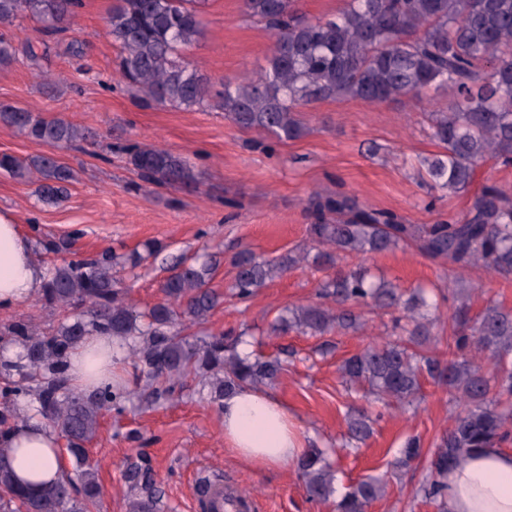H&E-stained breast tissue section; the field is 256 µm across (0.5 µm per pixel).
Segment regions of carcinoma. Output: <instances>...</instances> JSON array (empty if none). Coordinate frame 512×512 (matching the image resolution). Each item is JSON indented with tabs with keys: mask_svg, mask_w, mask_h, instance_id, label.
<instances>
[{
	"mask_svg": "<svg viewBox=\"0 0 512 512\" xmlns=\"http://www.w3.org/2000/svg\"><path fill=\"white\" fill-rule=\"evenodd\" d=\"M204 5L205 0H116L112 5L106 34L119 43L118 72L141 104L220 109L236 125L261 129L279 143L303 134L295 115L302 106L347 97L385 103L446 86L454 100L431 118L442 152L424 161L429 187L465 191L479 162L489 158L512 166V0H347L335 17L316 20L300 17L294 0H245L248 15L275 31V45L264 75L250 81L226 78L220 90L181 56L202 35ZM79 7L81 0H0V23L28 16L47 34L63 33ZM17 51L12 38L1 33L0 65L13 62ZM0 123L52 148L86 139L83 129L64 119H47L8 102H0ZM123 151L148 183L185 185L194 179L187 161L165 149L129 144ZM0 171L18 179L39 174V195L46 201L63 196L74 179L73 170L53 153L27 162L0 153ZM309 211V235L321 247L313 261L335 272L319 284V302L280 316L274 330L310 336L357 332L363 323L351 306L402 309L394 320L401 337L353 354L339 372L345 383L401 406L413 403L424 378L447 388L451 400L465 402L434 450H424L413 437L398 461L404 466L428 457L422 491L443 507L449 464L474 448L501 447L512 440V410L500 408V398L512 400V310L494 304L471 318L466 305L457 307V329L444 358L424 349L433 326L421 313L427 306L424 288L404 300L396 286L375 284L361 269H342L338 259L391 252L411 243L452 271L481 265L509 280L512 195L485 185L461 218L437 224H403L390 212L364 208L342 194L312 198ZM308 257L304 250L277 260L239 253L234 259L237 297L249 299ZM143 260L138 251L94 257L74 252L53 264L44 287L49 302L71 310L67 321L46 335L24 319L8 326V336L21 344L24 354L0 364V438L15 422L29 418L11 409L15 400L34 397L37 412L59 428L79 466L82 497L75 496L70 477L46 483L37 493L19 486L10 461L14 449L1 444L0 512H91L96 506L100 486L86 445L103 413L120 408L126 391L108 384L88 391L71 388L65 356L92 332L124 339L133 371L148 377L157 397L174 395L191 374L213 377L215 398L221 399L245 386L271 383L285 371L278 357L240 356L242 334L233 329L200 344L177 330L183 318L204 323L220 304L221 297L207 288L211 263L179 262L161 284L164 299L136 310L119 287L114 268L135 269ZM487 351L497 358L491 378L475 364L476 355ZM372 423L364 409L348 415L349 445L364 442ZM297 468L308 498L328 501L335 492V475L324 451L308 449ZM125 480L136 491L129 512H158L160 493L141 460L128 463ZM385 488L377 479L361 480L336 500L335 512H367Z\"/></svg>",
	"mask_w": 512,
	"mask_h": 512,
	"instance_id": "1",
	"label": "carcinoma"
}]
</instances>
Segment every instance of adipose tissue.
<instances>
[{
  "label": "adipose tissue",
  "instance_id": "ef3b65f1",
  "mask_svg": "<svg viewBox=\"0 0 512 512\" xmlns=\"http://www.w3.org/2000/svg\"><path fill=\"white\" fill-rule=\"evenodd\" d=\"M46 281L30 236L0 212V309H10L39 293ZM124 341L96 333L67 356L73 384L82 390L115 383L126 368ZM224 441L234 456L258 469L296 464L304 452L287 409L271 395L240 389L219 404ZM12 466L19 482L36 489L66 474L57 435L30 419L11 436ZM447 512H512V450L479 448L448 468Z\"/></svg>",
  "mask_w": 512,
  "mask_h": 512
}]
</instances>
